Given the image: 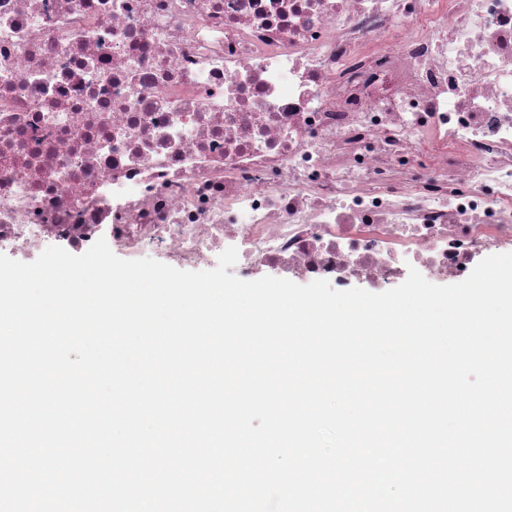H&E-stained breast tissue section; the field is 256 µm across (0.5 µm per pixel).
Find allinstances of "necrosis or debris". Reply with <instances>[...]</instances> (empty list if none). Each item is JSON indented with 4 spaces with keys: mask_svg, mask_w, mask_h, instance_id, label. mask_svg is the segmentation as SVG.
Returning <instances> with one entry per match:
<instances>
[{
    "mask_svg": "<svg viewBox=\"0 0 512 512\" xmlns=\"http://www.w3.org/2000/svg\"><path fill=\"white\" fill-rule=\"evenodd\" d=\"M381 290L512 250V0H0V252Z\"/></svg>",
    "mask_w": 512,
    "mask_h": 512,
    "instance_id": "necrosis-or-debris-1",
    "label": "necrosis or debris"
}]
</instances>
